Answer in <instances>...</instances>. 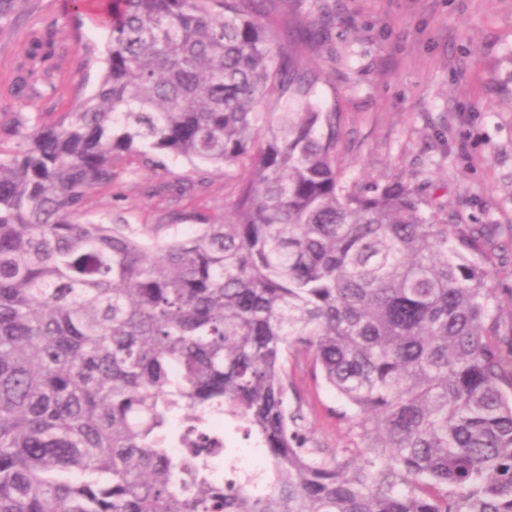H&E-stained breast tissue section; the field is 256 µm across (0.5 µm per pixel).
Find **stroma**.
Returning a JSON list of instances; mask_svg holds the SVG:
<instances>
[{"label": "stroma", "instance_id": "obj_1", "mask_svg": "<svg viewBox=\"0 0 512 512\" xmlns=\"http://www.w3.org/2000/svg\"><path fill=\"white\" fill-rule=\"evenodd\" d=\"M10 33L0 36V86L29 64L30 34L55 27L70 38L64 0H24ZM274 16L325 20V40L306 54L325 78L316 89L327 111L340 114L342 164L359 188L401 181L442 205L460 224L497 229L486 265L496 274L503 324L512 323V0H277ZM65 80L43 98H15L0 108L34 112L43 122L90 95L98 66L68 50L57 61ZM183 159L121 176L93 197L87 217L116 214L131 224H166L177 208L220 219L232 182L208 171L198 197L174 202L189 174ZM314 437L340 448L349 439L335 412L341 401L310 376L295 377Z\"/></svg>", "mask_w": 512, "mask_h": 512}]
</instances>
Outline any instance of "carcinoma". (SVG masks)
Returning a JSON list of instances; mask_svg holds the SVG:
<instances>
[{
  "label": "carcinoma",
  "instance_id": "carcinoma-1",
  "mask_svg": "<svg viewBox=\"0 0 512 512\" xmlns=\"http://www.w3.org/2000/svg\"><path fill=\"white\" fill-rule=\"evenodd\" d=\"M21 0H0V36ZM262 0H67L107 34L94 93L0 151V512H512V328L489 224L358 190L337 113ZM48 28L0 99L62 80ZM235 180L231 217L85 219L123 172ZM344 402L326 448L293 375ZM224 417L267 455L217 482Z\"/></svg>",
  "mask_w": 512,
  "mask_h": 512
}]
</instances>
